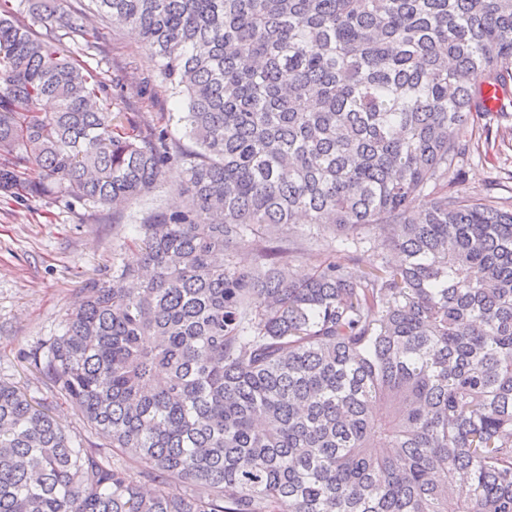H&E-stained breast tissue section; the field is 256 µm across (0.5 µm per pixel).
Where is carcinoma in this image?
Here are the masks:
<instances>
[{
    "mask_svg": "<svg viewBox=\"0 0 512 512\" xmlns=\"http://www.w3.org/2000/svg\"><path fill=\"white\" fill-rule=\"evenodd\" d=\"M92 2L193 146L5 11L0 191L115 208L178 167L184 205L28 355L111 453L0 383V512H512V206L448 192L512 96V0ZM302 218L371 233L369 271L294 279Z\"/></svg>",
    "mask_w": 512,
    "mask_h": 512,
    "instance_id": "carcinoma-1",
    "label": "carcinoma"
}]
</instances>
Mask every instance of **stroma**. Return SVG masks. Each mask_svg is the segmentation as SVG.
I'll return each instance as SVG.
<instances>
[{
	"mask_svg": "<svg viewBox=\"0 0 512 512\" xmlns=\"http://www.w3.org/2000/svg\"><path fill=\"white\" fill-rule=\"evenodd\" d=\"M14 18L39 36L51 35L62 53L81 60L105 84L104 103L138 113L147 123L165 121L176 145L191 142L179 121L185 100L157 82L161 61L130 28L100 19L90 0H62L65 13H83L97 50L83 52L63 28L38 22L28 0H7ZM471 143L458 172L448 179L451 193L492 196L512 203V111L474 113L462 131ZM179 168H172L152 192L121 205L100 210L68 198L30 199L22 203L0 195V382L13 384L47 406L61 428L84 445L97 438L87 427L80 408L66 401L25 360V353L61 335L69 310L90 282L111 284L112 257L133 251L120 246L134 236L136 224L150 214L180 208ZM302 250L292 264L296 275L310 273L331 257L360 277L372 257L369 243L354 247L335 240L314 224L298 225Z\"/></svg>",
	"mask_w": 512,
	"mask_h": 512,
	"instance_id": "35a3bbf8",
	"label": "stroma"
}]
</instances>
